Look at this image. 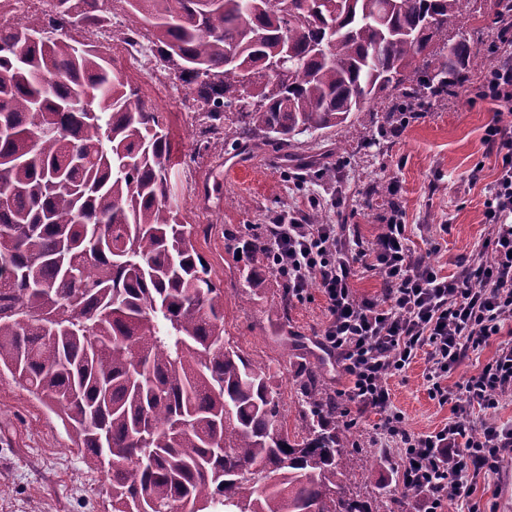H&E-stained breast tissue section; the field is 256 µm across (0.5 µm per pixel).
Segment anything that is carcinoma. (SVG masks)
Listing matches in <instances>:
<instances>
[{"instance_id":"1","label":"carcinoma","mask_w":512,"mask_h":512,"mask_svg":"<svg viewBox=\"0 0 512 512\" xmlns=\"http://www.w3.org/2000/svg\"><path fill=\"white\" fill-rule=\"evenodd\" d=\"M113 0H51L84 27ZM151 19L166 67L195 85L204 131L237 144L331 130L375 96L416 82L404 109L449 94L479 51L434 35L469 0H320L282 36L300 0H126ZM437 22L434 28L427 19ZM336 22V41L312 44ZM26 23L0 27V368L58 412L106 470L112 512H368L344 484L351 425L311 370L290 437L269 369L224 338V295L179 221L160 115L127 91L111 47ZM240 51L228 68L227 48ZM290 51L278 89L247 112L242 70ZM245 284L263 287L266 233L228 234Z\"/></svg>"}]
</instances>
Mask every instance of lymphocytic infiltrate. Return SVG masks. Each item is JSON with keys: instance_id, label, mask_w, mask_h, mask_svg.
I'll use <instances>...</instances> for the list:
<instances>
[{"instance_id": "lymphocytic-infiltrate-1", "label": "lymphocytic infiltrate", "mask_w": 512, "mask_h": 512, "mask_svg": "<svg viewBox=\"0 0 512 512\" xmlns=\"http://www.w3.org/2000/svg\"><path fill=\"white\" fill-rule=\"evenodd\" d=\"M476 99L512 106V63L489 67L474 87ZM484 142L496 158V173L483 202L491 233L481 250L445 276L415 256L400 211H393L375 242L366 244L349 228L309 224L296 213L267 227L271 264L288 285L289 298L303 299L320 288L329 318L322 343L336 354L348 380L343 394L358 413H373L375 445L400 450L404 489L424 499L423 512H442L445 501L466 499L479 477L499 472L512 457V425L493 415L512 393V341L476 374L448 387L449 373L469 352L499 335L512 320V122L494 117ZM378 273L383 299H357L353 283L360 269ZM426 351L429 394L451 404L454 418L441 429H406L386 387L404 372L418 351ZM483 419H475V412Z\"/></svg>"}]
</instances>
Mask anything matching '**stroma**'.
I'll return each instance as SVG.
<instances>
[{
	"label": "stroma",
	"mask_w": 512,
	"mask_h": 512,
	"mask_svg": "<svg viewBox=\"0 0 512 512\" xmlns=\"http://www.w3.org/2000/svg\"><path fill=\"white\" fill-rule=\"evenodd\" d=\"M490 3L471 0L468 13L449 20L434 39L438 51L462 36L480 51L483 64L470 75L473 85L484 64L512 53L499 42ZM398 96L384 90L347 124L299 136L295 153L322 158L336 169L333 180L280 166L283 146L265 141L252 148L247 174L225 177V159L241 149L229 140L202 142L205 117L197 110L192 86L183 83L164 99L148 100L171 143L170 179L181 219L192 225L196 247L224 294L225 337L255 364L270 366L292 436L305 428L297 409L311 370L320 372L335 396L337 421L347 419L339 395L347 381L322 344L326 302L315 287L303 300H283L284 281L268 268L262 271L263 289L247 296L244 262L225 251V234L251 233L272 213L294 209L306 214L316 208L326 223L349 225L352 234L371 243L397 208L409 226L412 249L447 275L458 261L476 254L488 235L483 202L495 158L486 153L482 138L493 105L471 99L462 89L426 98L404 128L392 115ZM479 162L483 179L474 184L467 175ZM427 367L426 353H419L404 373L387 382L407 429L418 433L440 429L453 416L450 405L430 398ZM377 421V415L367 414L354 423L358 450L345 482L363 499H394L395 512H420V496L405 490L397 475L398 449L373 444ZM472 499L481 512L512 502V464L500 474L478 478ZM0 512H112L103 473L75 448L57 414L5 369L0 370Z\"/></svg>",
	"instance_id": "stroma-1"
}]
</instances>
